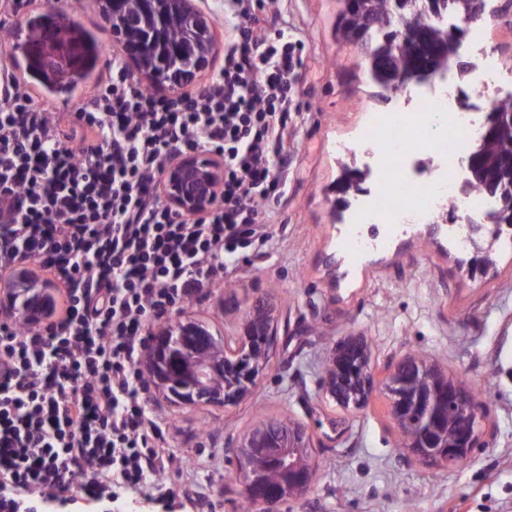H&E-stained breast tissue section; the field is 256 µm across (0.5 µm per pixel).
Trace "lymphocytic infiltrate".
<instances>
[{"label": "lymphocytic infiltrate", "mask_w": 512, "mask_h": 512, "mask_svg": "<svg viewBox=\"0 0 512 512\" xmlns=\"http://www.w3.org/2000/svg\"><path fill=\"white\" fill-rule=\"evenodd\" d=\"M264 7L224 0V60L199 91L148 89L116 56L66 118L0 64V278L26 260L59 293L43 326L0 313V512L75 490L168 492L177 460L140 370L148 328L267 240L265 205L287 194L302 43L269 29ZM190 151L224 162L216 203L193 216L160 196L165 167Z\"/></svg>", "instance_id": "1"}]
</instances>
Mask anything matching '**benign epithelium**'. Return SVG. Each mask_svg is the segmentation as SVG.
<instances>
[{
	"label": "benign epithelium",
	"instance_id": "1",
	"mask_svg": "<svg viewBox=\"0 0 512 512\" xmlns=\"http://www.w3.org/2000/svg\"><path fill=\"white\" fill-rule=\"evenodd\" d=\"M191 23L210 30L211 22L199 7V0H178ZM127 56L149 79L165 81L157 71L145 67L137 47L123 44ZM224 164L212 155L186 153L164 171L161 194L164 201L176 209L194 214L205 211L215 202L222 182ZM487 217L472 212L454 216L453 223L467 229L464 242L476 245L474 235ZM52 296L51 287L32 280L19 270L13 283L0 294V310L16 314L35 326L39 324ZM276 324V306L268 298H258L242 318V336L232 351H224V363L205 365L195 378L179 388L175 399L184 404L201 401L206 393L211 371H224V390L214 401L226 406L244 398L263 372L269 354L271 337ZM208 332L194 321L175 320L153 333L145 351L143 363L149 375L161 388L171 384L169 361L178 352L190 347L199 357H206ZM321 382L322 394L343 408L364 407L374 392L382 391L390 400L393 419L402 414L417 413L425 425L405 442L412 455L436 466L451 468L469 458L479 442L485 421L482 402L467 389L460 388L457 379L441 370L431 379L430 388L414 389L413 379L424 374L431 362L407 357L378 379L370 365V348L362 336H346L332 346ZM453 397L455 403L472 416L471 425L456 435V447L443 448L438 441L439 430L433 424L439 400ZM312 434L299 422H266L244 434L230 449L236 461V474L250 512H277L285 502L300 499L310 487L315 475L312 463ZM263 459L265 468L254 464Z\"/></svg>",
	"mask_w": 512,
	"mask_h": 512
}]
</instances>
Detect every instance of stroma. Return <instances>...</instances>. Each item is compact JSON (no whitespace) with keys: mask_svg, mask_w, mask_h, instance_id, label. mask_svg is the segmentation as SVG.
I'll return each mask as SVG.
<instances>
[{"mask_svg":"<svg viewBox=\"0 0 512 512\" xmlns=\"http://www.w3.org/2000/svg\"><path fill=\"white\" fill-rule=\"evenodd\" d=\"M61 0H16L0 7V55L11 62L37 104L67 115L87 101L108 62L123 55L100 0H77L73 18L94 32L103 53L91 80L69 94H49L25 70L21 46L30 17L58 11ZM342 0H274L268 22L304 45L295 89L302 104L288 140V196L268 204L271 236L245 250L223 282L203 288L175 317L205 323L234 349L240 317L260 296L278 307L267 369L233 406L186 405L151 388L149 408L165 419L169 448L181 460L175 487L196 491L202 512H246L227 450L257 424L292 420L314 438V481L301 500L278 512H512V230L493 237V266L474 270L472 247L446 223L401 226L387 246L353 253L343 245L347 208L336 184L344 169L367 171L370 157L337 151L356 141L372 113L385 112L363 66L361 45L335 34ZM211 17L213 53L195 81L209 83L224 58V0H202ZM488 46L512 69V0H489ZM364 336L373 364L409 355L436 359L465 380L484 404L491 428L469 460L446 469L412 457L382 397L346 410L321 395L327 352Z\"/></svg>","mask_w":512,"mask_h":512,"instance_id":"35a3bbf8","label":"stroma"}]
</instances>
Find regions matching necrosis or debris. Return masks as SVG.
I'll return each mask as SVG.
<instances>
[{"mask_svg": "<svg viewBox=\"0 0 512 512\" xmlns=\"http://www.w3.org/2000/svg\"><path fill=\"white\" fill-rule=\"evenodd\" d=\"M470 39L467 50L474 60L479 99L464 102L450 74L442 73L424 84L399 91V104L381 115L361 137L375 160L374 194L361 203L352 217L356 224H421L444 207L474 210L477 195H461L463 170L456 158L478 141L480 115L495 100L496 89L508 74L483 40L485 19L466 20ZM439 158L437 177L418 185L412 173L416 157Z\"/></svg>", "mask_w": 512, "mask_h": 512, "instance_id": "obj_1", "label": "necrosis or debris"}]
</instances>
